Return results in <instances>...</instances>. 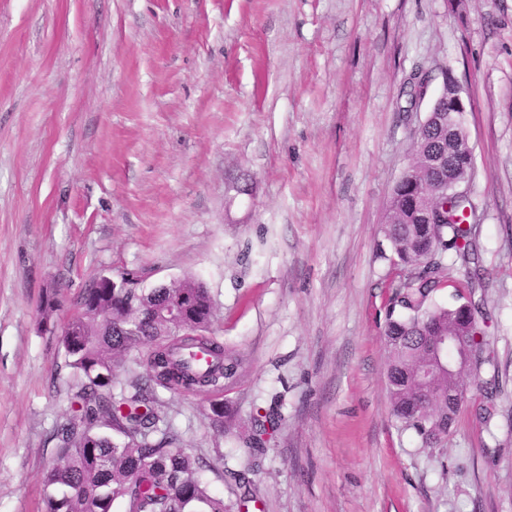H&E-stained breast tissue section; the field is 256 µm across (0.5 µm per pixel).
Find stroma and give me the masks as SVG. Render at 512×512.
Instances as JSON below:
<instances>
[{"label":"stroma","instance_id":"stroma-1","mask_svg":"<svg viewBox=\"0 0 512 512\" xmlns=\"http://www.w3.org/2000/svg\"><path fill=\"white\" fill-rule=\"evenodd\" d=\"M448 74L471 101L497 389L427 447L387 397L382 222ZM128 273L201 281L245 360L232 427L157 392L231 512H512V0H0V512H45L75 391L62 332ZM279 416L277 412L266 411L264 414L257 413L253 419V443L255 447L261 445L262 436L271 435L278 425Z\"/></svg>","mask_w":512,"mask_h":512}]
</instances>
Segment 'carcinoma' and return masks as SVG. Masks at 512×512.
I'll use <instances>...</instances> for the list:
<instances>
[{"label":"carcinoma","instance_id":"cac0c4a2","mask_svg":"<svg viewBox=\"0 0 512 512\" xmlns=\"http://www.w3.org/2000/svg\"><path fill=\"white\" fill-rule=\"evenodd\" d=\"M446 113L442 100L429 128L415 139L409 169L393 187L383 221L391 264L400 271L391 282L390 306L407 310L389 318L384 330L390 406L426 446L441 441L453 425L448 389L467 392L480 385L478 370L487 362L473 320L465 328L473 353L470 369L454 375L432 371L430 399L423 400L418 377L427 366L428 349L437 337L457 330L464 298L458 288V302L438 305L431 294L441 284L443 260L467 266L473 255L468 196L448 197L424 167L425 158L448 154L447 132L440 126ZM423 192L436 214L432 224L419 218L417 197ZM162 305L186 307L204 327L202 334L170 335L152 316ZM212 321L207 288L192 278L148 291L102 283L85 293L61 339L75 378V416L50 436L59 456L46 475L53 487L46 512H116L118 507L121 512H228L224 498L212 495L198 479L200 458L178 447L174 432L158 427L163 413L157 389L209 395L238 382L244 359L211 334ZM140 346L146 378L113 392L122 358ZM278 421L274 411L257 414L253 443L261 445Z\"/></svg>","mask_w":512,"mask_h":512}]
</instances>
